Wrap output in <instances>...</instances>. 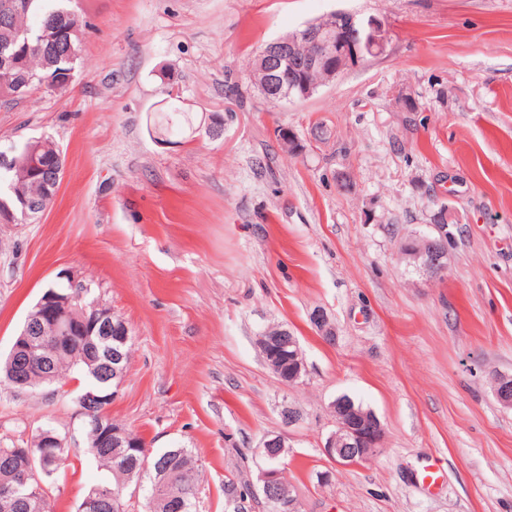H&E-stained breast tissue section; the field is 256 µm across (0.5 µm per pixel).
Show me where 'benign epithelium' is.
Returning <instances> with one entry per match:
<instances>
[{"instance_id": "benign-epithelium-1", "label": "benign epithelium", "mask_w": 512, "mask_h": 512, "mask_svg": "<svg viewBox=\"0 0 512 512\" xmlns=\"http://www.w3.org/2000/svg\"><path fill=\"white\" fill-rule=\"evenodd\" d=\"M296 35L306 40L311 50L299 54L294 48V38L275 41L266 45L259 53V62L265 74L263 95L272 104L285 99H307L321 84L330 83L344 71L365 63L386 51L388 35L384 22L375 17L338 9L325 14L320 20L307 23ZM317 69L322 72L321 84H311L306 75ZM30 165L36 169H52L57 182L61 181L63 169L55 168L59 159L55 146L40 138L25 146ZM431 232L427 235H411L403 243V259L418 271L434 277H442L448 270V225L457 222L451 205H443L434 216ZM71 291L55 292L40 301L36 309L27 314L22 340L28 360L33 366L47 368L51 357L69 349L73 336L84 340L83 359L96 365L98 374L107 381L121 383L128 372L124 363L123 347L129 341L127 325L119 326L112 320V309L97 301L92 304L90 318L79 325L73 320V303L84 298L88 285L75 275L63 274ZM311 322L326 340L336 337V328L327 313L316 309ZM112 343V362L100 361L101 345ZM261 349L265 350V362L270 371L282 383L294 384L305 375V363L296 336L283 330L279 338L262 335ZM494 395L505 407H512V375L497 374L494 379ZM112 394L104 395L98 390H89L80 400L79 415L83 430H91L94 444L103 441L114 448H121L129 441L128 433L112 425L108 402ZM100 405L101 412L92 413ZM337 430L327 440L326 455L340 464H355L376 455L383 445L384 428L376 415L356 412V418L343 421L338 402L332 403ZM37 443L43 448L38 457L28 456L26 463L15 469L7 468L0 475V512H14L20 500V488L26 485L36 468L47 469L54 463L51 449L59 448L63 440L46 430L40 432ZM281 471L270 468L262 475V494L271 504L285 503L280 489Z\"/></svg>"}]
</instances>
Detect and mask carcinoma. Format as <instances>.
I'll return each instance as SVG.
<instances>
[{
    "label": "carcinoma",
    "instance_id": "obj_1",
    "mask_svg": "<svg viewBox=\"0 0 512 512\" xmlns=\"http://www.w3.org/2000/svg\"><path fill=\"white\" fill-rule=\"evenodd\" d=\"M72 0H28V8L8 21L0 19V49L12 55L19 62L14 70L0 68V86L15 83L28 77L30 88L43 87L46 91L60 88L68 91L64 85L65 72L75 68L81 36L66 33L63 39L53 43H40L37 31L44 25H54L66 29L71 23L70 16L75 11L70 8ZM155 126L165 133L177 132L186 135L194 126V118L177 106L171 105L161 111ZM17 154H8L9 162L0 161V200L17 214V223L27 224L23 217V203L44 195L46 176L36 173L21 162L14 161ZM82 341L73 343L69 352L53 360V376H59L63 370L78 366L87 369L81 359ZM27 360L19 357L12 362L5 360L0 373L10 382L27 372ZM143 440L135 438L134 447L124 451L113 448H90L91 454L107 471L125 481L139 484L144 492V512H195L200 490L201 471L185 448H171L156 455L144 456L140 448ZM56 464L45 471H36L31 479L32 486L44 484L65 462L68 448L54 449Z\"/></svg>",
    "mask_w": 512,
    "mask_h": 512
}]
</instances>
